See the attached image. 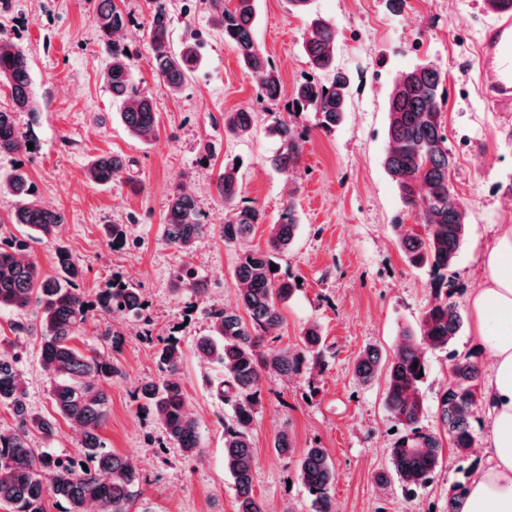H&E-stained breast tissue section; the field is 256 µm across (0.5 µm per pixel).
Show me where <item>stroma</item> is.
<instances>
[{"label":"stroma","instance_id":"stroma-1","mask_svg":"<svg viewBox=\"0 0 512 512\" xmlns=\"http://www.w3.org/2000/svg\"><path fill=\"white\" fill-rule=\"evenodd\" d=\"M128 15L125 33L141 92L158 113L157 137L141 141L121 123L118 107L102 79L106 58L95 25V0H0V37L29 53L38 109L17 115L30 153L0 156V173L21 164L37 198L61 211L55 242L31 241L28 258L54 274L55 247H68L84 275L79 283L93 295L115 280L141 288L143 318L92 314L81 343L111 356L116 372L105 389L110 412L101 436L107 448L133 458L142 474L143 496L157 512H236L232 480L224 469V417L230 409L212 395L208 381L218 366L202 362L197 337L209 332L208 313L235 300V269L242 247L225 245L218 233L224 202L215 182L225 161L241 164L242 196L265 215L248 241L262 248L268 226L286 205L299 218L296 239L279 258L283 271L300 285L285 303V322L265 352L299 344L305 327L317 323L331 351L327 365L296 375L262 380L263 408L253 425L254 491L266 512H310V496L296 479V456L277 454V435L288 432L295 448H327L335 465L332 487L336 512H448L454 485L489 455L483 407L472 427L476 446L466 463L451 444L435 481L406 499L398 483L380 486L377 474L389 468L396 420L384 404V383L360 384L354 361L365 347L392 355L406 330H418L433 300L427 270L410 267L394 231L395 222L418 223L404 207L388 175L387 103L392 77L421 62L433 63L447 90L444 132L456 163L449 183L468 213L466 236L451 275L462 316L478 286L480 261L496 225L512 224V111L483 93L477 74V47L496 16L484 0H405L392 10L387 0H310L307 12L288 0H258L255 39L278 70L282 98L258 101L257 79L214 26L205 0H170V41L180 48L191 33L201 42V64L180 94L170 95L150 65L148 0H116ZM326 20L338 34L335 67L349 75L351 98L343 121L324 131L318 112L291 111L288 103L304 81L325 82L303 49L312 19ZM251 107L257 121L249 135L224 129V115ZM293 124L304 140L301 164L292 175L275 170L277 121ZM103 154L130 163V180L96 184L86 165ZM198 200L211 230L194 251L170 247L163 224L174 187ZM108 224H120L126 240L111 246ZM194 270L209 289L196 295L176 275ZM39 319L33 311H0V336L22 354L19 369L32 412L53 415L51 383L38 347ZM120 347H113V334ZM175 336L183 353L181 379L191 412L201 425L203 455L184 459L152 414L142 413L139 389L158 380L156 351ZM444 352L428 354L420 385L421 425L439 432V399L450 381Z\"/></svg>","mask_w":512,"mask_h":512}]
</instances>
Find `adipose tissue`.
Returning a JSON list of instances; mask_svg holds the SVG:
<instances>
[{
    "label": "adipose tissue",
    "instance_id": "obj_1",
    "mask_svg": "<svg viewBox=\"0 0 512 512\" xmlns=\"http://www.w3.org/2000/svg\"><path fill=\"white\" fill-rule=\"evenodd\" d=\"M469 306L475 347L493 360L482 387L490 456L460 512H512V224L497 225Z\"/></svg>",
    "mask_w": 512,
    "mask_h": 512
}]
</instances>
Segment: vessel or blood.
<instances>
[{
	"instance_id": "vessel-or-blood-1",
	"label": "vessel or blood",
	"mask_w": 512,
	"mask_h": 512,
	"mask_svg": "<svg viewBox=\"0 0 512 512\" xmlns=\"http://www.w3.org/2000/svg\"><path fill=\"white\" fill-rule=\"evenodd\" d=\"M481 86L498 104L512 107V12L490 24L477 48Z\"/></svg>"
}]
</instances>
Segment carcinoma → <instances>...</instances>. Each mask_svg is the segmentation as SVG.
<instances>
[{"label":"carcinoma","mask_w":512,"mask_h":512,"mask_svg":"<svg viewBox=\"0 0 512 512\" xmlns=\"http://www.w3.org/2000/svg\"><path fill=\"white\" fill-rule=\"evenodd\" d=\"M150 5L151 64L166 88L178 93L196 69L200 42L187 43L177 52L172 50V17L166 0H150ZM210 7L213 21L224 31V41L258 77V97L280 99V75L254 37L257 0H233L231 5L225 0H210ZM95 22L108 58L104 80L112 100L120 103V119L134 138L149 141L157 130L155 107L138 88L130 53L119 37L127 30L129 17L115 0H98ZM336 42V30L326 21L316 18L310 22L303 47L315 68L334 67ZM2 85L8 89L12 107L0 108V155L26 154L29 140L19 130L16 113L37 111L29 60L22 46L1 38ZM350 95L349 78L336 72L326 83L297 85L292 105L314 109L321 116L322 128L330 131L342 120ZM444 103V79L430 62H421L393 80L387 109L389 149L385 167L405 206L420 215L422 230L400 223L394 227L410 265L428 269L435 299L423 313L419 334L402 332L392 359H384L377 348L369 346L360 353L354 367L363 385L384 378L385 406L404 430L391 449L390 469L410 497L433 482L442 463L440 436L420 426V371L428 369L429 351H446L453 361L451 382L440 396L441 431L449 436L460 461L467 460L475 446L471 421L479 367L470 357L450 350L463 318L448 292V271L464 239L467 212L449 188L454 160L441 121ZM253 123L254 112L249 109L224 114L225 130L237 136L249 134ZM275 131L279 140L275 166L288 176L300 164L302 139L286 121L278 122ZM126 170L125 158L103 155L87 165L85 175L93 183L107 184ZM216 190L224 201L220 236L224 244L237 245L250 235L254 225L264 223V214L242 199L235 165L224 166L217 176ZM0 191L20 200L8 223L24 224L38 239L53 240L64 217L39 203L25 170L18 167L0 178ZM297 229L298 217L290 204L278 221L269 225L266 249L243 251L235 270L239 284L236 304L211 311L210 333L197 341L201 358L224 367L217 393L231 407V415L224 419V469L233 478L237 512H265L253 489L252 441V424L263 406V374L298 373L310 355L322 369L330 350L320 326L312 323L301 336L300 346L285 347L266 356L260 352L263 343L280 329L281 306L297 288L296 280L287 273L271 270L277 256L294 244ZM208 231L195 197L174 189L165 216L167 242L188 251ZM27 249L25 239L0 240V310L23 312L33 307L40 316L42 365L51 381L58 414L81 432L83 458L54 457L32 447V434L50 439L56 423L29 410L19 371L21 355L14 349L1 348L0 407L11 411L14 424L0 430V506H8V512H46L45 501L50 496L67 504L65 512H154L150 506L134 509L141 475L129 457L107 449L101 437L110 406L103 383L116 372L112 360L94 349L82 351L75 345L93 312L120 318L142 315L143 294L132 284L118 280L91 299L79 288L83 271L67 247H56V276L43 274L26 258ZM177 279L198 295L208 289V283L196 278L191 270L180 271ZM181 356L177 339L162 341L158 350L162 378L142 385L140 399L182 455L197 459L201 455L198 421L188 410L180 378ZM85 459L91 466H82ZM297 478L311 496L313 512H335L331 495L335 465L327 449L317 443L303 449Z\"/></svg>","instance_id":"obj_1"}]
</instances>
